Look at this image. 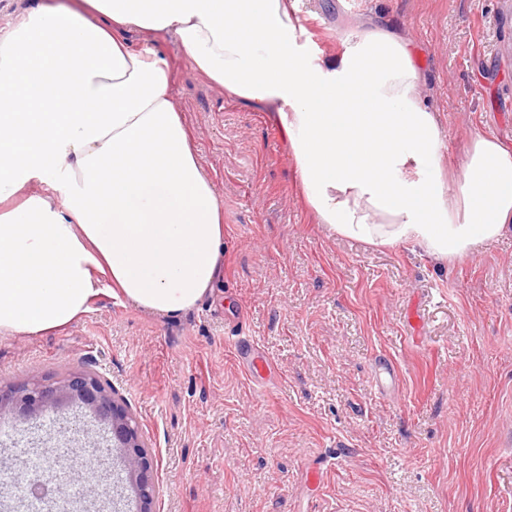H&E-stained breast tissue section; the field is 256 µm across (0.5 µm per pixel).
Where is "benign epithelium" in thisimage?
I'll return each instance as SVG.
<instances>
[{
	"mask_svg": "<svg viewBox=\"0 0 512 512\" xmlns=\"http://www.w3.org/2000/svg\"><path fill=\"white\" fill-rule=\"evenodd\" d=\"M73 406L89 411L107 426L111 446L120 454L128 483L136 494V512H156L155 455L145 444L140 424L126 400L104 384L99 375L77 370L57 380L32 379L0 386V420L10 415L31 419L49 410L59 413ZM96 469L94 460L89 458L81 468L55 472L40 484H51L60 491L68 483L97 478Z\"/></svg>",
	"mask_w": 512,
	"mask_h": 512,
	"instance_id": "7a95c632",
	"label": "benign epithelium"
}]
</instances>
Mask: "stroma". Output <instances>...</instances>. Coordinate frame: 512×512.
<instances>
[{"mask_svg": "<svg viewBox=\"0 0 512 512\" xmlns=\"http://www.w3.org/2000/svg\"><path fill=\"white\" fill-rule=\"evenodd\" d=\"M331 58L384 19L409 37L438 112L445 177L477 133L512 147V0H299ZM173 64L171 95L224 206V269L174 318L103 294L44 336L0 338V385L98 373L157 460V512H512V235L448 266L316 224L288 145L225 96L170 37L132 35ZM277 368L259 394L233 344ZM395 366V393L374 369ZM0 422V472L40 471L44 443L78 457L72 418ZM319 480H312L311 472ZM110 455L77 512H135Z\"/></svg>", "mask_w": 512, "mask_h": 512, "instance_id": "1", "label": "stroma"}]
</instances>
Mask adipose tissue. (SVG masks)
I'll use <instances>...</instances> for the list:
<instances>
[{"instance_id":"adipose-tissue-1","label":"adipose tissue","mask_w":512,"mask_h":512,"mask_svg":"<svg viewBox=\"0 0 512 512\" xmlns=\"http://www.w3.org/2000/svg\"><path fill=\"white\" fill-rule=\"evenodd\" d=\"M295 0H42L0 36V335L40 336L119 292L185 314L224 266V210L171 97L193 70L269 113L318 223L437 265L512 229V148L473 135L452 180L411 40L373 26L335 60L298 43Z\"/></svg>"}]
</instances>
